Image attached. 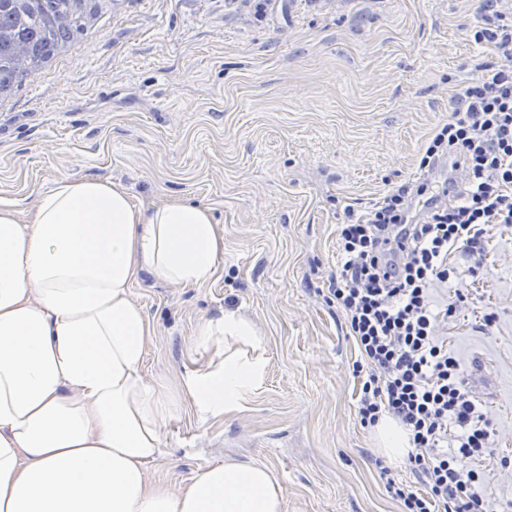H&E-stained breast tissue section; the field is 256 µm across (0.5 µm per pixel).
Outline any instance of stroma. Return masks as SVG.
<instances>
[{
    "label": "stroma",
    "instance_id": "35a3bbf8",
    "mask_svg": "<svg viewBox=\"0 0 512 512\" xmlns=\"http://www.w3.org/2000/svg\"><path fill=\"white\" fill-rule=\"evenodd\" d=\"M482 0H112L77 44L0 98V201L94 175L136 205L211 209L224 236L193 288L149 277L132 299L154 334L146 380L178 403L150 482L264 461L288 512H399L412 481L355 409L354 339L328 303L336 229L392 187L419 183L427 144L491 44L469 29ZM469 294L442 330L494 432L485 496L512 512V224L482 255L452 252ZM234 311L266 342L265 384L243 409L199 420L181 380L204 367L203 322Z\"/></svg>",
    "mask_w": 512,
    "mask_h": 512
}]
</instances>
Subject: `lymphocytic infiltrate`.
Here are the masks:
<instances>
[{
	"mask_svg": "<svg viewBox=\"0 0 512 512\" xmlns=\"http://www.w3.org/2000/svg\"><path fill=\"white\" fill-rule=\"evenodd\" d=\"M470 35L496 44L501 60L463 86L420 161L426 170L454 158L464 175L460 194L412 224L414 194L402 184L365 214L346 210L337 227L340 266L329 300L360 353L356 417L366 429L391 418L409 438L404 464L413 482H395L383 460L375 462L400 512H491L478 467L491 446L487 416L438 334L467 296L456 290L454 303L433 310L434 288L452 274L449 253H474L492 225L512 224V24L479 21Z\"/></svg>",
	"mask_w": 512,
	"mask_h": 512,
	"instance_id": "lymphocytic-infiltrate-1",
	"label": "lymphocytic infiltrate"
}]
</instances>
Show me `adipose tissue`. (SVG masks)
<instances>
[{"mask_svg": "<svg viewBox=\"0 0 512 512\" xmlns=\"http://www.w3.org/2000/svg\"><path fill=\"white\" fill-rule=\"evenodd\" d=\"M224 237L209 208L136 206L120 185L65 178L27 216L0 203V512H286L259 460L229 459L172 489L146 471L175 408L143 373L153 329L131 299L147 272L186 288L209 279ZM223 341L182 391L200 419L245 406L265 342L238 313L204 323Z\"/></svg>", "mask_w": 512, "mask_h": 512, "instance_id": "ef3b65f1", "label": "adipose tissue"}]
</instances>
